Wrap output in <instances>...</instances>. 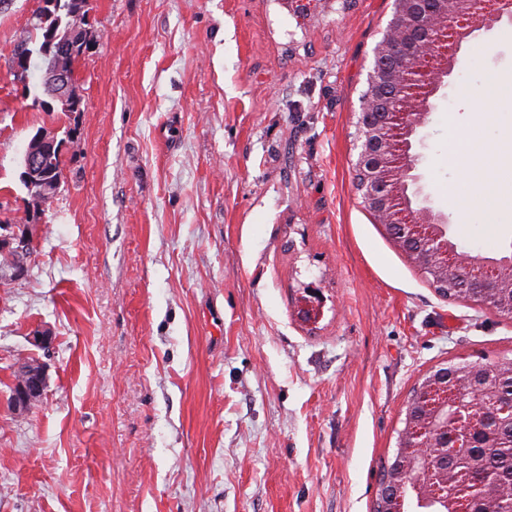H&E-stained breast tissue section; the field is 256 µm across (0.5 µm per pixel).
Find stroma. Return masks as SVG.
Returning <instances> with one entry per match:
<instances>
[{
    "instance_id": "obj_1",
    "label": "stroma",
    "mask_w": 512,
    "mask_h": 512,
    "mask_svg": "<svg viewBox=\"0 0 512 512\" xmlns=\"http://www.w3.org/2000/svg\"><path fill=\"white\" fill-rule=\"evenodd\" d=\"M90 2L80 112L11 70L40 0L0 5V222L39 227L0 284V512H373L425 374L512 359V318L441 297L355 186L394 0ZM490 73L512 76V24L463 42L421 172L459 250L497 258L512 215L448 202L459 158L512 133V99L491 122L459 100ZM39 131L79 141L46 201L22 182ZM30 357L46 394L18 415Z\"/></svg>"
}]
</instances>
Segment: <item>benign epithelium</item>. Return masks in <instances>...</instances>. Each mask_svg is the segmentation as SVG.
<instances>
[{
    "mask_svg": "<svg viewBox=\"0 0 512 512\" xmlns=\"http://www.w3.org/2000/svg\"><path fill=\"white\" fill-rule=\"evenodd\" d=\"M430 31L421 41L413 39L417 0H396L397 9L375 51V60L384 59L401 46L413 54V61L401 62L385 70L383 81L362 100L356 122L357 187L362 202L397 247L433 284L445 291L459 288L456 268L468 267L474 285L492 283L502 289L497 299L512 311V252L489 260L479 254L458 251L447 231V217L429 206L420 184L418 165L422 154L413 151L425 127L421 113L408 111L416 103L432 108L430 98L454 82L457 54L462 42L476 32L489 33L503 16L512 21L509 0H424ZM72 81L68 70L57 64L49 85L52 98L64 103ZM400 106L398 112H375L373 106L382 94ZM57 139L45 133L27 145L25 164L38 168L40 153L55 148ZM413 192H408L409 187ZM301 320L314 324L321 317L318 304L307 297L298 300ZM19 383L11 396L14 413L23 414L43 398L47 379L44 367L33 370L18 366ZM459 379L448 387V369L436 368L425 377L405 407L406 426L399 438L414 464L426 461L443 465L461 447H476L474 434L493 429L494 419L474 416L475 407L463 396L461 385L468 382V369L456 372Z\"/></svg>",
    "mask_w": 512,
    "mask_h": 512,
    "instance_id": "1",
    "label": "benign epithelium"
}]
</instances>
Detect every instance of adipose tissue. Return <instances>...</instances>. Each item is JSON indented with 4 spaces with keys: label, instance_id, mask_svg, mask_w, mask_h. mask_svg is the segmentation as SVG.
Instances as JSON below:
<instances>
[{
    "label": "adipose tissue",
    "instance_id": "obj_1",
    "mask_svg": "<svg viewBox=\"0 0 512 512\" xmlns=\"http://www.w3.org/2000/svg\"><path fill=\"white\" fill-rule=\"evenodd\" d=\"M512 97V81H504L498 74L489 75L480 90L462 88L460 99L476 107L478 114L491 117L496 104L503 97ZM512 179V136L496 141L478 151L467 152L459 167V181L463 187L456 200L462 212H469L475 197H483L487 219H494L503 212L512 213V192L499 189L503 178Z\"/></svg>",
    "mask_w": 512,
    "mask_h": 512
}]
</instances>
